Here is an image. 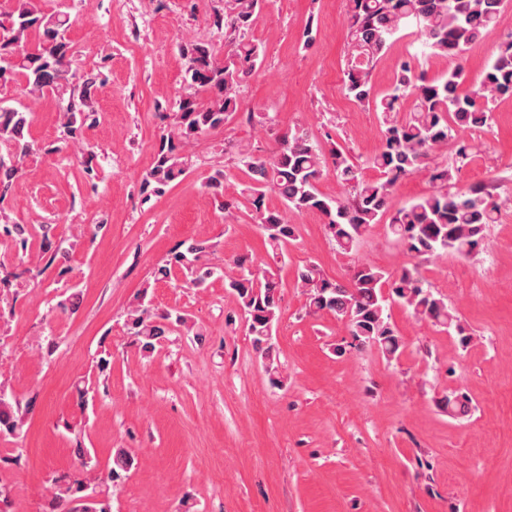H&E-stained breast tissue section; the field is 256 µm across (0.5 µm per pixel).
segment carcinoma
I'll return each instance as SVG.
<instances>
[{"label": "carcinoma", "mask_w": 512, "mask_h": 512, "mask_svg": "<svg viewBox=\"0 0 512 512\" xmlns=\"http://www.w3.org/2000/svg\"><path fill=\"white\" fill-rule=\"evenodd\" d=\"M264 0H224V13L212 18L218 32L234 35L232 49L218 57L213 45L203 41H184L179 49L187 62L190 92L180 96L172 111L166 113L170 132L142 176L140 192L147 201L184 176L190 168L176 141L224 128L236 114L240 88L261 67L264 45L249 36L258 21ZM512 0H347L348 47L351 57L364 59L351 63L344 72V89L355 103L374 105L381 113L384 127L378 152L369 165L379 177L367 180L362 168L336 147L325 154L321 143L306 132L285 133L277 147L267 155L250 149L240 152L246 179L232 185L224 173L216 171L208 188L220 207L228 190L247 198L252 219L266 233L272 257L283 255L296 238L297 225L290 215L318 212L336 245L345 252L355 250L369 227L388 213V204L397 184L426 169L432 155L448 148L457 161L465 163L473 146L458 137L470 130L491 124L488 102L512 96V40L499 44L492 61L483 72L479 88L463 90L468 74L458 64L440 79L415 73L410 63L401 64L391 91L373 98L371 65L387 48L388 42L409 21L419 23L422 44L432 53L461 60L467 49L482 40L493 28ZM69 16L47 15L37 0H12L9 10L0 13V82L20 80L22 92L37 99L55 94L62 105L60 142L69 146L79 142L83 128L99 116L97 92L100 73L79 74L72 70L74 46L67 36ZM33 114L21 107L0 102V204L15 179L25 173L24 161L35 150L30 137ZM350 189L342 200H332L318 190V182L327 171ZM459 168L436 166L430 170L435 188L408 206L397 209L389 218L396 239L414 257L440 258L448 254L469 256L482 243L488 225L495 223L498 205L482 187L460 189L453 186ZM274 193L284 209L272 210L266 203ZM0 224L8 234L20 239L22 246L36 245L47 264L60 265V272L71 271L70 250L54 241V225L28 226L10 223L0 208ZM215 243L208 238L180 242L172 256L154 267L153 281L172 279L177 269L186 275L185 285L201 288L214 275L224 277V288L236 300L246 335L253 348L266 361L267 371L275 377L273 329L281 315L282 293L277 273L261 267L249 254L237 255L227 262H214ZM297 286L306 296L310 314L329 313L341 322L350 346L360 351L375 347L386 358L397 357L405 346L402 336L390 321V305L397 303L415 318L443 327L455 326L467 345L460 317L451 312L448 302L434 293L418 266L404 265L388 272L372 265L358 267L345 283L327 279L318 264L307 263L297 272ZM146 284L136 302L124 313V326L133 337L141 356L150 358L172 332L199 337L189 315L177 310H160ZM438 406L452 417L471 411V401L460 391H451ZM29 408L9 395L0 384V435H17ZM75 454L84 478L53 480L51 512L69 501L82 500L97 490L102 478L89 449L77 443ZM135 465V457L123 448L116 450L105 479L118 483Z\"/></svg>", "instance_id": "cac0c4a2"}]
</instances>
